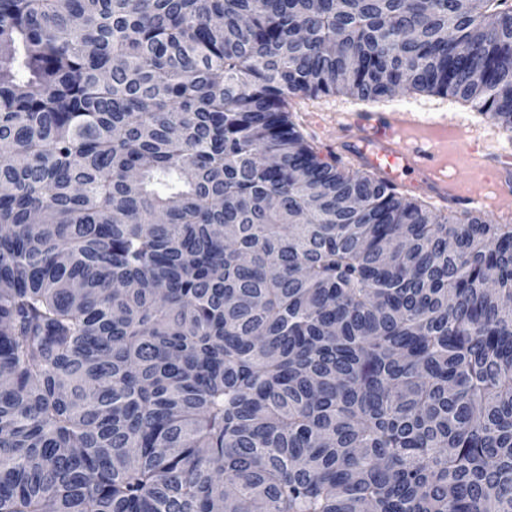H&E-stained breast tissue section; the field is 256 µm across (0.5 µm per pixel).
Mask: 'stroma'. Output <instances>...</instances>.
I'll use <instances>...</instances> for the list:
<instances>
[{"instance_id":"35a3bbf8","label":"stroma","mask_w":512,"mask_h":512,"mask_svg":"<svg viewBox=\"0 0 512 512\" xmlns=\"http://www.w3.org/2000/svg\"><path fill=\"white\" fill-rule=\"evenodd\" d=\"M363 112H406L427 123H448L463 134L458 153L449 157L444 169L448 178L460 180L459 196L445 203L432 199L412 173L403 175L398 184L400 196L421 202L439 215L469 210L512 224V190H501L488 176L474 175L468 169L472 162L488 165L501 155L512 156L511 132L452 96L421 92H401L375 102L347 93L303 98L294 105L292 115L298 130L321 158L338 157L342 166L355 170L359 164L344 145L364 138L363 127L351 121L353 115Z\"/></svg>"}]
</instances>
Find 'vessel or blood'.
I'll use <instances>...</instances> for the list:
<instances>
[{"instance_id": "b4317fda", "label": "vessel or blood", "mask_w": 512, "mask_h": 512, "mask_svg": "<svg viewBox=\"0 0 512 512\" xmlns=\"http://www.w3.org/2000/svg\"><path fill=\"white\" fill-rule=\"evenodd\" d=\"M366 135L348 144L349 153L379 172L388 183H395L401 172L420 173L423 187L435 198L446 199L455 186L439 169V161L455 150L456 141L447 132H431L411 138L407 122L381 115L365 118Z\"/></svg>"}]
</instances>
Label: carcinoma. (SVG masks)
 <instances>
[{"instance_id": "cac0c4a2", "label": "carcinoma", "mask_w": 512, "mask_h": 512, "mask_svg": "<svg viewBox=\"0 0 512 512\" xmlns=\"http://www.w3.org/2000/svg\"><path fill=\"white\" fill-rule=\"evenodd\" d=\"M398 91L512 0H0V512H512V224L291 119Z\"/></svg>"}]
</instances>
